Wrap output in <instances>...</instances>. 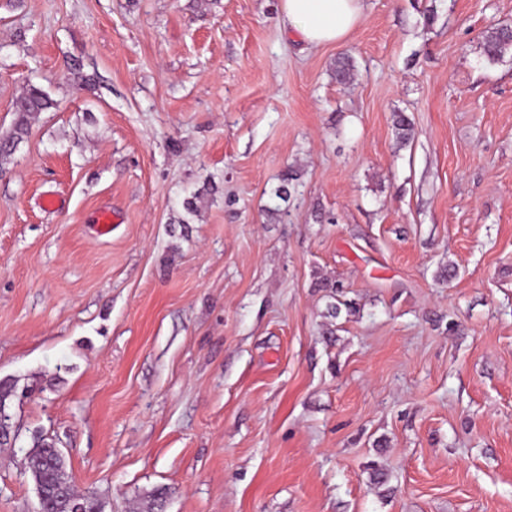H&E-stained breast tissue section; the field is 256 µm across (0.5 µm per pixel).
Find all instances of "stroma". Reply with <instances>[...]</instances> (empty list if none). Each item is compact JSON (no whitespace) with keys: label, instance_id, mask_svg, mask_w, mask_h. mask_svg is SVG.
Listing matches in <instances>:
<instances>
[{"label":"stroma","instance_id":"obj_1","mask_svg":"<svg viewBox=\"0 0 512 512\" xmlns=\"http://www.w3.org/2000/svg\"><path fill=\"white\" fill-rule=\"evenodd\" d=\"M506 24L366 0L312 49L279 0H0V130L57 103L0 165V380L39 386L0 512L37 431L104 512H512ZM511 29V28H510ZM508 27L497 28L485 39L483 53L489 61H497L509 51H512V38ZM54 101L49 95L35 84H29L14 102L16 113L15 121L10 129L0 133V161L10 157L20 143L29 135L31 120L37 114L45 112L54 106Z\"/></svg>","mask_w":512,"mask_h":512}]
</instances>
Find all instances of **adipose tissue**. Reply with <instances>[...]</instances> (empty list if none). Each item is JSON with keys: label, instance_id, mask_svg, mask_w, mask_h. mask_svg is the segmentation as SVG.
I'll list each match as a JSON object with an SVG mask.
<instances>
[{"label": "adipose tissue", "instance_id": "obj_1", "mask_svg": "<svg viewBox=\"0 0 512 512\" xmlns=\"http://www.w3.org/2000/svg\"><path fill=\"white\" fill-rule=\"evenodd\" d=\"M290 33L320 47L343 41L364 17L363 0H280Z\"/></svg>", "mask_w": 512, "mask_h": 512}]
</instances>
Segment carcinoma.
<instances>
[{"instance_id":"1","label":"carcinoma","mask_w":512,"mask_h":512,"mask_svg":"<svg viewBox=\"0 0 512 512\" xmlns=\"http://www.w3.org/2000/svg\"><path fill=\"white\" fill-rule=\"evenodd\" d=\"M512 51V37L509 28H497L491 32L483 44L486 59L497 61ZM54 106V101L39 86L28 85L14 102L15 121L10 129L0 133V161L10 157L20 143L29 135L31 120L37 114L45 112ZM293 175L286 173L278 184L270 189V195L282 202H288L292 197ZM24 394V389L11 380L0 381V407L6 413ZM25 468L34 483L41 486L44 498L39 503L38 512H58L60 505L73 498H81L87 512H101L99 500L90 494L77 492L67 470L66 459L57 453V442L43 434L32 436L31 445L25 455Z\"/></svg>"}]
</instances>
